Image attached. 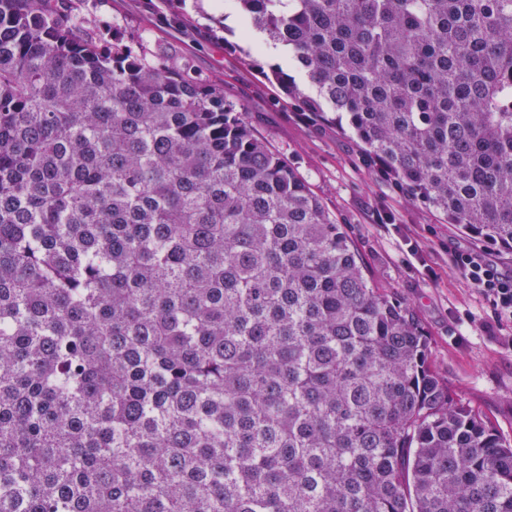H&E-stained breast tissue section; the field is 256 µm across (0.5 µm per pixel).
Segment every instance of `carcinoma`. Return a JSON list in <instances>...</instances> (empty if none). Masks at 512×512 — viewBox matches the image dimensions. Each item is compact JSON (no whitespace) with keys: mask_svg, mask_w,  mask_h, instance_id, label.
I'll return each instance as SVG.
<instances>
[{"mask_svg":"<svg viewBox=\"0 0 512 512\" xmlns=\"http://www.w3.org/2000/svg\"><path fill=\"white\" fill-rule=\"evenodd\" d=\"M0 0V512H512V443L224 100ZM410 201L512 250V0H231Z\"/></svg>","mask_w":512,"mask_h":512,"instance_id":"obj_1","label":"carcinoma"}]
</instances>
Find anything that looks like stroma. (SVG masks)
<instances>
[{
  "mask_svg": "<svg viewBox=\"0 0 512 512\" xmlns=\"http://www.w3.org/2000/svg\"><path fill=\"white\" fill-rule=\"evenodd\" d=\"M103 40L166 50L200 77L224 86L253 133L278 150L343 224L374 283L409 306L431 342L430 364L452 390L512 441V321L496 320L486 298L453 265L454 249L489 250L512 271V251L486 248L394 190L366 166L333 122L301 111L245 59L225 30L239 22L209 0H55ZM416 242L420 258L407 251Z\"/></svg>",
  "mask_w": 512,
  "mask_h": 512,
  "instance_id": "obj_1",
  "label": "stroma"
}]
</instances>
